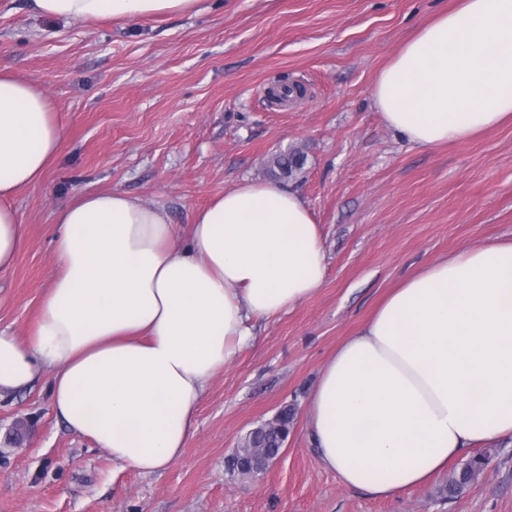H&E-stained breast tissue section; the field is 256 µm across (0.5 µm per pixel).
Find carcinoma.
I'll list each match as a JSON object with an SVG mask.
<instances>
[{
	"label": "carcinoma",
	"mask_w": 512,
	"mask_h": 512,
	"mask_svg": "<svg viewBox=\"0 0 512 512\" xmlns=\"http://www.w3.org/2000/svg\"><path fill=\"white\" fill-rule=\"evenodd\" d=\"M305 155L299 149L277 153L270 160V167L276 168L284 176H291L304 164ZM294 419V409H281L276 418L260 430H251L244 441L243 448L232 456L230 470L242 477H255L264 472L269 463L277 457L288 440ZM490 454H479L468 459L459 473L441 488L444 496H452L461 492L470 482L475 473H482Z\"/></svg>",
	"instance_id": "carcinoma-1"
}]
</instances>
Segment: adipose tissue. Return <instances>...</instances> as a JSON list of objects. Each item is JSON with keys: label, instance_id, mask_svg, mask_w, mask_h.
Masks as SVG:
<instances>
[{"label": "adipose tissue", "instance_id": "adipose-tissue-1", "mask_svg": "<svg viewBox=\"0 0 512 512\" xmlns=\"http://www.w3.org/2000/svg\"><path fill=\"white\" fill-rule=\"evenodd\" d=\"M200 0H29L85 23L189 13ZM372 100L407 143L438 147L512 122V0H460L407 40ZM65 128L45 92L0 70V272L27 241L12 199L37 186ZM59 272L28 340L0 331V397L51 373L53 410L120 468L183 457L209 382L254 323L313 296L327 275L299 191L244 179L198 210L186 242L161 205L118 191L62 206ZM311 443L347 487L392 498L472 449L512 437V240L463 249L404 281L323 368Z\"/></svg>", "mask_w": 512, "mask_h": 512}]
</instances>
